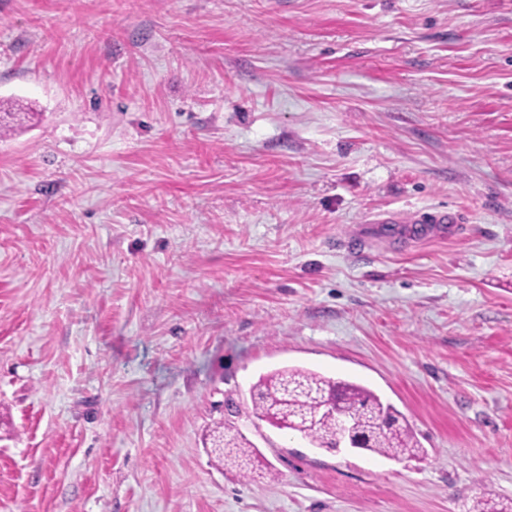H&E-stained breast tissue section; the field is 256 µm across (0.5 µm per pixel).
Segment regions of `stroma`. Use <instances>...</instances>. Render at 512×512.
<instances>
[{"label": "stroma", "mask_w": 512, "mask_h": 512, "mask_svg": "<svg viewBox=\"0 0 512 512\" xmlns=\"http://www.w3.org/2000/svg\"><path fill=\"white\" fill-rule=\"evenodd\" d=\"M442 207L446 241L355 242ZM286 366L422 455L258 419ZM511 498L512 0H0V512ZM211 437L218 457L224 465L237 469L240 476L249 477L262 466L261 454L232 426H217Z\"/></svg>", "instance_id": "obj_1"}]
</instances>
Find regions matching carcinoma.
I'll return each instance as SVG.
<instances>
[{"instance_id":"obj_1","label":"carcinoma","mask_w":512,"mask_h":512,"mask_svg":"<svg viewBox=\"0 0 512 512\" xmlns=\"http://www.w3.org/2000/svg\"><path fill=\"white\" fill-rule=\"evenodd\" d=\"M334 391L352 396L343 413L354 423L351 433L365 438V451L391 459L424 453L401 413L369 388L354 382L300 367H284L261 376L251 388V398L257 418L321 447L336 435V418L323 412L325 397ZM212 447L224 464L237 469L242 477L262 466L258 450L231 426L219 425L212 431Z\"/></svg>"}]
</instances>
